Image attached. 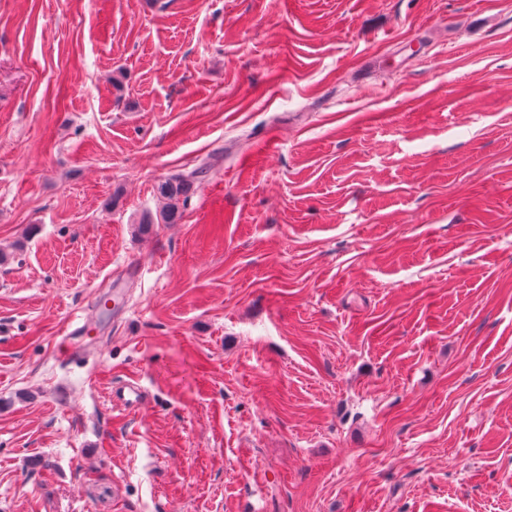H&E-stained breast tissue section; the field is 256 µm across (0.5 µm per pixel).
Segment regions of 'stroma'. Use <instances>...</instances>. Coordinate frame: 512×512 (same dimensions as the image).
<instances>
[{"mask_svg":"<svg viewBox=\"0 0 512 512\" xmlns=\"http://www.w3.org/2000/svg\"><path fill=\"white\" fill-rule=\"evenodd\" d=\"M0 251V512H512V0H0ZM202 170H193L186 173H177L158 186V192L161 198L167 200L164 206L159 211L158 217L154 220L150 215L144 216L139 224L138 230L147 231L152 224H172L175 222L176 216L179 212L181 197L185 194L186 190L199 183L198 174Z\"/></svg>","mask_w":512,"mask_h":512,"instance_id":"1","label":"stroma"}]
</instances>
